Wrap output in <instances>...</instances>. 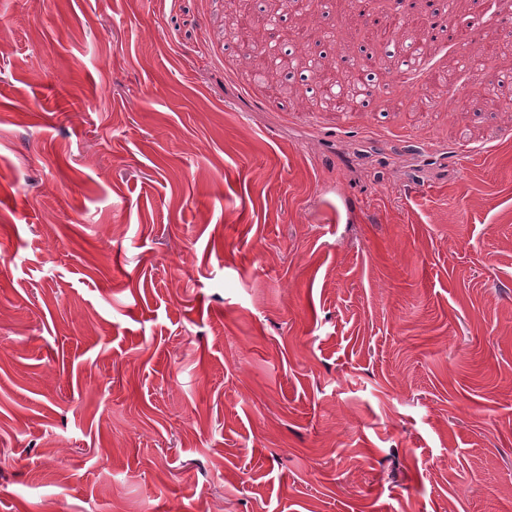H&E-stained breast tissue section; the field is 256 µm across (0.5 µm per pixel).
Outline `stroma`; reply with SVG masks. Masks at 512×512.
<instances>
[{
    "mask_svg": "<svg viewBox=\"0 0 512 512\" xmlns=\"http://www.w3.org/2000/svg\"><path fill=\"white\" fill-rule=\"evenodd\" d=\"M241 7L0 0V512H512V48L271 104Z\"/></svg>",
    "mask_w": 512,
    "mask_h": 512,
    "instance_id": "obj_1",
    "label": "stroma"
}]
</instances>
